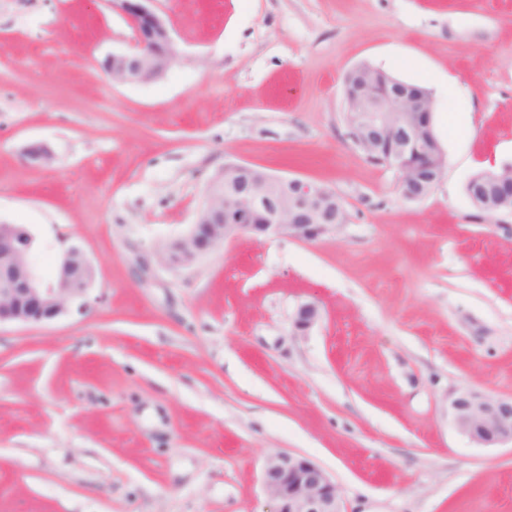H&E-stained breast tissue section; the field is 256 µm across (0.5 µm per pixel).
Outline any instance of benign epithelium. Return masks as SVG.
<instances>
[{
  "mask_svg": "<svg viewBox=\"0 0 512 512\" xmlns=\"http://www.w3.org/2000/svg\"><path fill=\"white\" fill-rule=\"evenodd\" d=\"M132 26L133 48L107 55L104 73L114 82L148 83L163 75L176 61L172 28L155 8L156 0H109ZM385 94L360 115L359 123L347 124L351 138L359 142V130L377 125L386 112H405L412 122L401 132L385 167L399 174L403 197L418 200L421 194L410 183L409 174L425 165L445 168V154L435 141L417 133L432 128L433 102L430 93L377 72ZM362 87L347 75L344 81V111L356 112ZM248 179L239 188L234 208L237 218L230 222L224 211V179L239 173ZM489 182L496 186L493 196H470L473 203L489 209L490 218L512 217V166L471 178V184ZM345 210L332 189L298 178L272 175L252 165L225 167L207 189L206 199L195 224L183 236L160 246L157 262L170 269L192 266L199 258L237 234L256 236L287 235L301 241H314L336 225V210ZM33 235L20 224H0V323H43L66 314L72 307L87 305L94 283V268L78 247L61 257L56 276L44 279L30 261ZM321 316L317 302L301 304L292 320L291 331L306 333ZM456 428L482 447L512 445V398L465 388L451 403ZM263 487L275 503L274 512H342L341 499L331 476L312 460L291 453L266 458Z\"/></svg>",
  "mask_w": 512,
  "mask_h": 512,
  "instance_id": "1",
  "label": "benign epithelium"
}]
</instances>
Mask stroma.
<instances>
[{"mask_svg": "<svg viewBox=\"0 0 512 512\" xmlns=\"http://www.w3.org/2000/svg\"><path fill=\"white\" fill-rule=\"evenodd\" d=\"M156 7L179 58L123 84L100 67L133 45L108 0H0V219L44 277L72 245L95 269L88 310L0 325V512H269L278 452L345 512H512V446L450 414L466 388L512 397V219L465 190L512 164V0ZM362 63L432 97L446 167L423 199L348 135ZM232 164L333 189L347 223L158 265ZM320 316V306L316 301L301 304L291 320V331L293 334L308 332L316 325Z\"/></svg>", "mask_w": 512, "mask_h": 512, "instance_id": "1", "label": "stroma"}]
</instances>
